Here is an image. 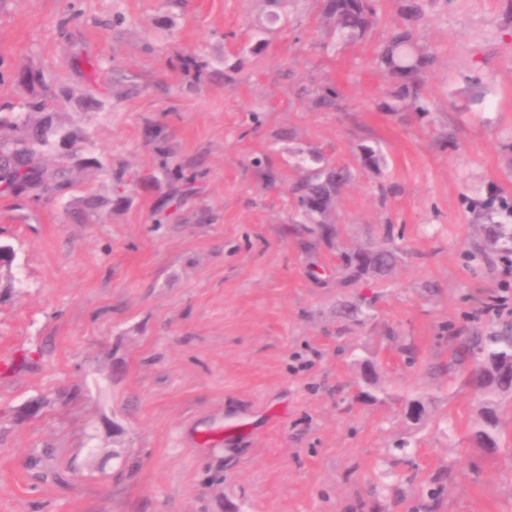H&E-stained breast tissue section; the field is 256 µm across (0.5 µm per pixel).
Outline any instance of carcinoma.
Here are the masks:
<instances>
[{"instance_id": "carcinoma-1", "label": "carcinoma", "mask_w": 512, "mask_h": 512, "mask_svg": "<svg viewBox=\"0 0 512 512\" xmlns=\"http://www.w3.org/2000/svg\"><path fill=\"white\" fill-rule=\"evenodd\" d=\"M325 12L335 32L343 34L365 27L374 15L370 0H328ZM382 61L395 73L413 74L424 70L430 58L416 51L413 34L408 30H396L389 38ZM32 144L8 147L0 144V183L16 196L37 197L52 188L65 186L62 178L65 172H57V178L49 176L37 158L36 144L47 143L44 129L37 128L31 133ZM350 180V173L344 167L323 168L294 188L299 215L308 223L316 225L321 233L333 230L326 223L335 204L336 194ZM393 251L378 247H364L358 255L344 259V267L352 277H358L370 270L374 258L383 259ZM469 358L476 359L469 381L472 389L476 417L470 425L466 441L472 447H498L499 417L497 397L512 391V386L496 380L493 376H478L483 363L488 361L507 363L512 361V324L504 325L491 336H470L461 346L451 352V361L463 364Z\"/></svg>"}]
</instances>
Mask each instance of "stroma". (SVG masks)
<instances>
[{"label": "stroma", "mask_w": 512, "mask_h": 512, "mask_svg": "<svg viewBox=\"0 0 512 512\" xmlns=\"http://www.w3.org/2000/svg\"><path fill=\"white\" fill-rule=\"evenodd\" d=\"M372 5L339 37L322 0H0V143L51 124L71 179L0 187V512H512V396L469 447L448 366L512 321V0ZM395 24L417 76L380 62ZM325 162L353 178L307 253ZM369 245L395 264L348 279Z\"/></svg>", "instance_id": "1"}]
</instances>
